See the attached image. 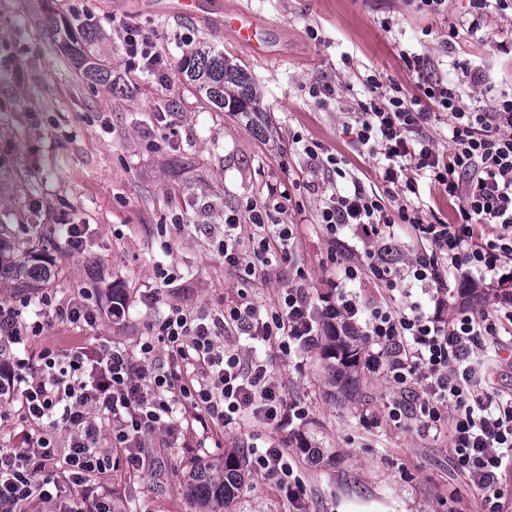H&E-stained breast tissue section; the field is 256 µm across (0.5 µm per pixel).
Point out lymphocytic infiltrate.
Wrapping results in <instances>:
<instances>
[{
    "instance_id": "1",
    "label": "lymphocytic infiltrate",
    "mask_w": 512,
    "mask_h": 512,
    "mask_svg": "<svg viewBox=\"0 0 512 512\" xmlns=\"http://www.w3.org/2000/svg\"><path fill=\"white\" fill-rule=\"evenodd\" d=\"M112 34L129 70L167 84L168 61L140 28L120 22ZM405 63L418 76V94L368 77V97L345 126L355 148L379 158L381 191L366 189L320 143L293 139L330 178L314 222L335 245L338 272L320 306L311 305L300 270L274 307L257 305L247 293L296 241L297 225L275 220L290 198L285 190L224 218L215 249L238 275L236 300L206 311L169 304L139 338L138 353L106 339L92 348L78 341L40 347L53 326L87 327L125 315L122 307L100 311L91 289L0 303V426L23 428L20 445L0 444V512H115L108 483L114 461L140 470L150 438L160 434L177 444L189 420L206 437L223 434L244 411L274 428L304 422L307 410L288 401L265 364L225 345L224 334L275 343L288 357L316 347L327 318L337 335L364 338V368L397 390L389 418L413 416L427 429L447 431L455 467L483 512H512V396L494 380L503 351L499 321L512 320V311L443 316L449 272L493 278L512 265V93L470 107L467 92L491 83L484 64L453 61L451 77L443 79L430 58L409 56ZM442 119L445 152L431 135ZM424 181L457 200L454 223L427 222L418 203ZM398 224L426 240L428 251L406 263L391 258ZM407 280L432 296L433 312L418 303L389 305ZM365 287L380 289L381 300H365ZM251 464L286 493L294 512H304L305 488L286 449H265Z\"/></svg>"
}]
</instances>
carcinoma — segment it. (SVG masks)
Instances as JSON below:
<instances>
[{
  "label": "carcinoma",
  "mask_w": 512,
  "mask_h": 512,
  "mask_svg": "<svg viewBox=\"0 0 512 512\" xmlns=\"http://www.w3.org/2000/svg\"><path fill=\"white\" fill-rule=\"evenodd\" d=\"M97 32L89 28L75 33L62 42V50L81 70L91 85L114 88L112 68L102 55L93 50ZM183 77L220 112H228L247 126L262 123L260 93L247 68L205 45L186 54L178 61ZM9 225L0 224V285L17 284L19 288L36 291L54 275L48 263L46 249L32 246L21 254L8 253L3 248ZM458 296L470 306L486 302L485 295L474 286L458 289ZM322 356L326 363L329 385L349 398L357 390L356 374L361 364L363 341L358 336L345 339L323 337ZM244 471L243 460L233 450L224 451V460L198 461L186 473V487L198 512H232Z\"/></svg>",
  "instance_id": "cac0c4a2"
}]
</instances>
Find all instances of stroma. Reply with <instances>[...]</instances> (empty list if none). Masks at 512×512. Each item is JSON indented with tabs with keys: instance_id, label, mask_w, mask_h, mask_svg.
Here are the masks:
<instances>
[{
	"instance_id": "1",
	"label": "stroma",
	"mask_w": 512,
	"mask_h": 512,
	"mask_svg": "<svg viewBox=\"0 0 512 512\" xmlns=\"http://www.w3.org/2000/svg\"><path fill=\"white\" fill-rule=\"evenodd\" d=\"M176 2L0 0V222L23 247L55 239L50 258L58 275L51 288H97L103 311L110 304L103 281H123L128 292L124 321L93 329L59 325L48 330L46 344L70 336L93 343L109 338L133 352L168 303L202 310L235 299L237 277L213 248L225 214L275 188L291 195L283 222L313 216L319 207L327 176L310 168L294 136L340 152L365 186H380L375 160L350 146L343 126L367 95V76L417 94L418 78L405 55L431 57L443 70L449 54L478 56L495 91H512V64H501L494 53L495 41L512 38V15L490 10L488 40L471 39L463 26L468 0H448L447 14L435 16L419 11L414 0H208L201 17L179 12ZM238 8L265 23L269 57H252L224 31L225 10ZM49 10L75 28L93 17L119 90L80 81L42 21ZM116 19L139 25L170 62L205 43L244 64L263 90L267 136L215 110L179 71L162 86L126 70L112 37ZM315 85L331 86L332 99L314 98ZM159 111L167 112V126L157 125ZM175 217L185 227L171 249H161V228ZM70 222L91 225L89 252L66 251ZM330 248L317 226L304 224L291 265L256 280L254 301L274 306L296 265L308 273L309 297L319 303L336 279ZM154 288L162 289L164 302L149 308L140 297ZM257 355L288 399L308 408L305 423L271 429L245 421L226 428L217 447H196L190 435L173 448L152 439L144 471L119 466L109 478L127 512H196L183 468L202 458L222 460L228 448L248 458L271 445L287 449L310 512H477L476 494L453 467L447 434L428 433L414 418L392 422L386 405L393 392L381 377L360 371L357 393L346 400L327 384L319 349L287 360L268 344ZM303 439L320 446V459L300 451ZM233 509L289 512V505L248 466Z\"/></svg>"
}]
</instances>
